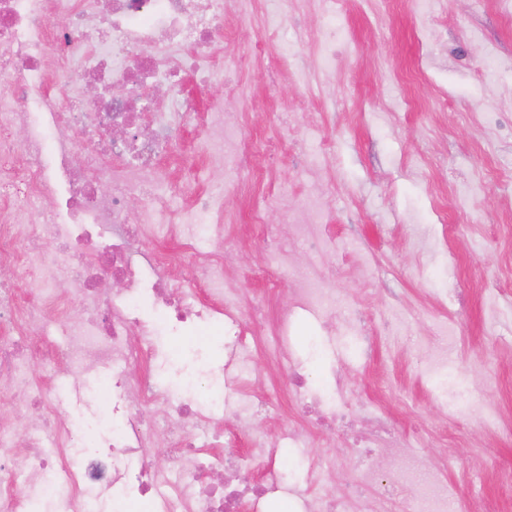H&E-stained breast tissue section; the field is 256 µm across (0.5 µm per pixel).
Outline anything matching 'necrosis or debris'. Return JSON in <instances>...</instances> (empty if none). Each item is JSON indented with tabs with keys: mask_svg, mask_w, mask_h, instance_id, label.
I'll return each mask as SVG.
<instances>
[{
	"mask_svg": "<svg viewBox=\"0 0 512 512\" xmlns=\"http://www.w3.org/2000/svg\"><path fill=\"white\" fill-rule=\"evenodd\" d=\"M224 9L225 0H0V405L21 399L28 410L23 428L0 422V512H109L120 498L146 501L149 512H236L241 500L251 512H265L280 495L294 498V512H377L378 501L396 485L415 489L402 512H457L441 471L415 464L383 482L363 470L354 495L344 499L312 495L309 487L320 475L295 428L281 429L274 445L292 449L297 475L277 465L271 453L225 454L230 440L223 412L253 415L271 398L243 406L225 392L199 404L193 384L161 387L154 379L155 356L131 342L136 333L208 328L219 313L232 337L229 366L241 364L248 349L240 313L224 306V196L235 183L214 184L175 210L178 186L162 178L148 186L141 179L158 170L173 137L187 126L203 129L212 170L253 173L268 154L265 145L242 149L239 114L218 103L197 109L182 90L184 75L203 85L218 78L215 34ZM50 43L58 48L52 56L45 52ZM20 129L26 132L21 141ZM80 129L95 136L76 165L72 153ZM134 195L141 201L136 212L128 205ZM49 197L54 206H45ZM324 205L316 195L288 213L292 236L312 254L331 243ZM203 226L213 248L199 269L190 258L199 251ZM159 227L175 246L154 254L160 275L149 281L130 245ZM51 239L69 247L76 271L64 294L46 252ZM21 276L40 283L39 297L19 299L14 282ZM108 281L116 285L110 294L103 288ZM196 281L205 300L185 302V285ZM288 283L299 308L321 312L336 304L334 290L309 270H298ZM145 297L170 309L164 328L142 323L139 301ZM61 299L69 306L63 349L43 339L45 307ZM61 356L67 369L57 367ZM137 358L145 371L134 382L110 378L113 364ZM37 359L49 369L46 378L31 374ZM61 377L89 407L102 385L111 384L126 421L116 429L100 418L104 454L87 453L86 440L62 419ZM343 390L342 382L320 387L297 371L288 396L328 438L348 421ZM149 408L157 415L146 424L141 414ZM159 442L167 456L162 467L149 461ZM131 458L136 468L127 467Z\"/></svg>",
	"mask_w": 512,
	"mask_h": 512,
	"instance_id": "4bbe7bcc",
	"label": "necrosis or debris"
}]
</instances>
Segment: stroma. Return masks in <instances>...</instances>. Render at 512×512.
<instances>
[{
	"instance_id": "1",
	"label": "stroma",
	"mask_w": 512,
	"mask_h": 512,
	"mask_svg": "<svg viewBox=\"0 0 512 512\" xmlns=\"http://www.w3.org/2000/svg\"><path fill=\"white\" fill-rule=\"evenodd\" d=\"M267 8L266 0H241L225 15L224 79L193 88L201 106L220 100L241 113L242 145L272 136L280 147L274 186L248 178L224 199L236 297L267 298L273 318L287 313V288L268 291L263 276L279 258L250 244L249 215L270 194L302 204L322 191L332 236L326 252L304 258L283 208L268 207L266 221L279 225L289 261L309 266L361 316L370 353L352 355L354 334L344 332L304 371L323 384L338 367L350 412L381 418L398 434L417 432L412 455L446 464L466 512H512L503 495L512 478V425L491 437L474 419L486 404L512 413V181L500 177L512 169V126L490 131L477 122L482 112L512 116V0H345L332 27L311 0H293L280 19V42L260 47L254 34ZM331 33L336 65L323 70L316 44ZM229 82L246 96L228 93ZM306 106L315 127L300 116ZM200 137L193 127L179 132L168 173L202 193L220 175L194 163ZM392 313L401 320L396 336L386 328ZM154 345L160 383L178 385L192 372L223 388L210 376L224 364L221 332L187 329ZM274 348V336H256L239 383L273 395V410L245 421L224 415L242 455L278 427L303 423L288 402L291 368ZM440 352L448 355V393L464 387L473 395L471 416L445 419L448 408L432 388ZM388 441L380 436L364 463L402 468L408 455L390 452ZM328 454L341 498L364 463L342 437Z\"/></svg>"
}]
</instances>
